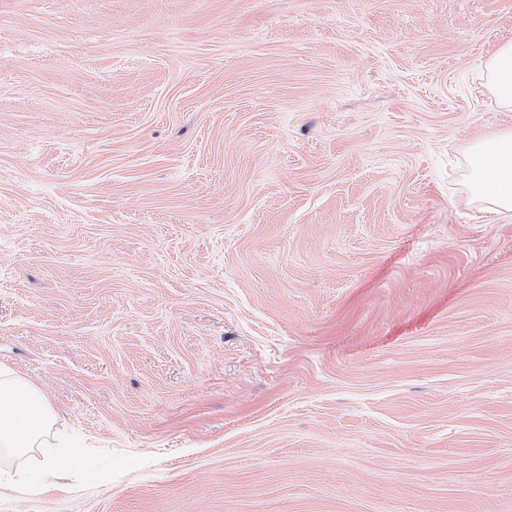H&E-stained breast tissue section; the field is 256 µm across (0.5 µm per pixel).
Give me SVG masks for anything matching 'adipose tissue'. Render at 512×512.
I'll return each mask as SVG.
<instances>
[{
  "instance_id": "obj_1",
  "label": "adipose tissue",
  "mask_w": 512,
  "mask_h": 512,
  "mask_svg": "<svg viewBox=\"0 0 512 512\" xmlns=\"http://www.w3.org/2000/svg\"><path fill=\"white\" fill-rule=\"evenodd\" d=\"M482 78L494 107L512 112V43L499 47L483 66ZM469 163L468 188L492 221L512 220V132L476 143ZM51 421L41 392L29 381L0 370V451L20 453L39 447ZM76 453L49 451L38 468L13 476L0 474V490L24 494L41 487L46 476L79 461Z\"/></svg>"
}]
</instances>
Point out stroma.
Here are the masks:
<instances>
[{
    "label": "stroma",
    "mask_w": 512,
    "mask_h": 512,
    "mask_svg": "<svg viewBox=\"0 0 512 512\" xmlns=\"http://www.w3.org/2000/svg\"><path fill=\"white\" fill-rule=\"evenodd\" d=\"M512 0H0V368L85 462L0 512H512ZM482 79L499 112H512V43H505L483 66ZM468 188L491 216L490 222L512 220V132L503 131L472 147Z\"/></svg>",
    "instance_id": "stroma-1"
}]
</instances>
